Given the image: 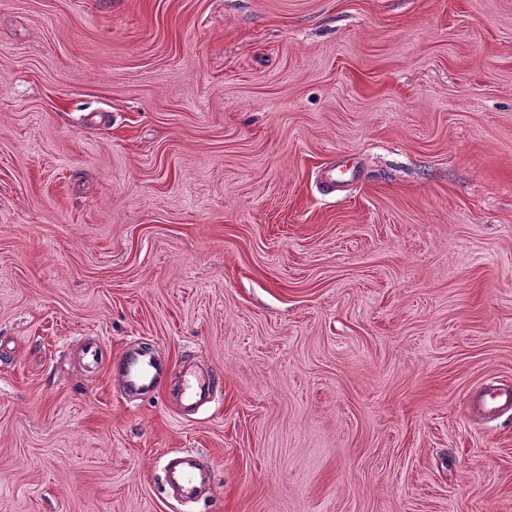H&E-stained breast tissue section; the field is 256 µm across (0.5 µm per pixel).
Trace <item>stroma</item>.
<instances>
[{
	"instance_id": "obj_1",
	"label": "stroma",
	"mask_w": 512,
	"mask_h": 512,
	"mask_svg": "<svg viewBox=\"0 0 512 512\" xmlns=\"http://www.w3.org/2000/svg\"><path fill=\"white\" fill-rule=\"evenodd\" d=\"M489 385L512 0H0V512H512ZM118 376L126 395L133 392L152 394L162 381L161 365L154 352L143 348L125 350L119 356ZM216 377L210 375H200L193 371L187 370L183 379V399L185 402H193L202 398L207 392L213 388ZM165 484L185 498H195L198 485L206 479L212 480L211 471L203 472L192 453H185L173 462L164 465Z\"/></svg>"
}]
</instances>
